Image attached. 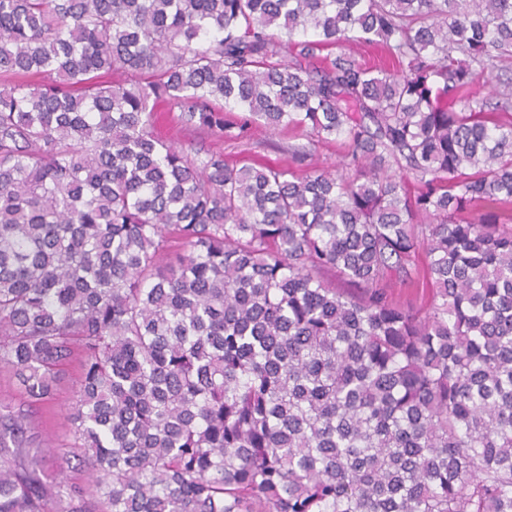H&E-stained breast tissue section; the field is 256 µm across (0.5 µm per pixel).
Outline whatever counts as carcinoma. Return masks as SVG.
<instances>
[{"instance_id":"cac0c4a2","label":"carcinoma","mask_w":512,"mask_h":512,"mask_svg":"<svg viewBox=\"0 0 512 512\" xmlns=\"http://www.w3.org/2000/svg\"><path fill=\"white\" fill-rule=\"evenodd\" d=\"M510 62L512 0H0V512H512ZM76 351L89 483L27 411ZM179 112H170L158 126V131L168 140L188 149L217 152L224 155L230 163L241 166L250 159L262 158L290 166L297 176H304L305 166L291 164L288 147L292 144L307 143L309 138L300 136L299 132L270 128L254 122L247 112H231L233 121L231 135L224 138L213 135L200 136L177 122ZM311 154L307 164L318 163L321 166L337 165L342 158L343 148L336 142L311 141Z\"/></svg>"}]
</instances>
